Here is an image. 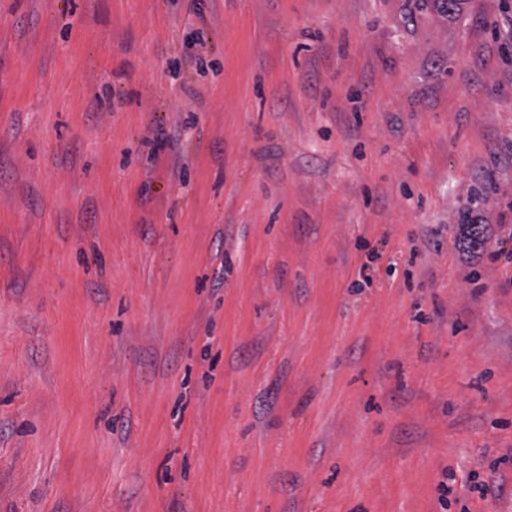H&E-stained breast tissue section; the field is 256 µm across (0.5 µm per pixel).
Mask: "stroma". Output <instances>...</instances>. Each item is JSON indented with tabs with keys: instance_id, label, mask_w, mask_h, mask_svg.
I'll list each match as a JSON object with an SVG mask.
<instances>
[{
	"instance_id": "obj_1",
	"label": "stroma",
	"mask_w": 512,
	"mask_h": 512,
	"mask_svg": "<svg viewBox=\"0 0 512 512\" xmlns=\"http://www.w3.org/2000/svg\"><path fill=\"white\" fill-rule=\"evenodd\" d=\"M403 3L0 0V512H512V0ZM407 20L414 21L416 15H437L448 21L459 18L464 10L467 0H406Z\"/></svg>"
}]
</instances>
